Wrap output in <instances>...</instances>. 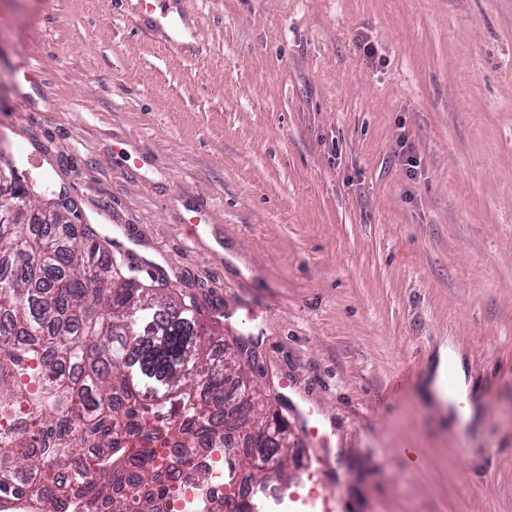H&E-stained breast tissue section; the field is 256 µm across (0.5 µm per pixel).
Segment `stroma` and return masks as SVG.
Listing matches in <instances>:
<instances>
[{"label": "stroma", "mask_w": 512, "mask_h": 512, "mask_svg": "<svg viewBox=\"0 0 512 512\" xmlns=\"http://www.w3.org/2000/svg\"><path fill=\"white\" fill-rule=\"evenodd\" d=\"M175 3L182 47L109 0H0V157L40 154L287 418L270 512L315 467L294 400L336 512H512V0ZM446 342L461 434L420 392ZM291 405L294 411L297 413L298 417L303 423V429L309 432L311 444L313 447L318 448L317 457V475L319 472H323L326 470V466L328 464V454H329V440L327 436L322 433L319 427L315 424L314 414L310 408L305 406H299L291 401Z\"/></svg>", "instance_id": "1"}]
</instances>
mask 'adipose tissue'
<instances>
[{"mask_svg":"<svg viewBox=\"0 0 512 512\" xmlns=\"http://www.w3.org/2000/svg\"><path fill=\"white\" fill-rule=\"evenodd\" d=\"M461 359L449 346L440 347L434 357L424 380L422 394L424 399L434 405L442 415L447 416L448 426L452 429L473 424L477 416L478 403L471 397L466 375L461 371ZM456 364V389L454 393L444 392L441 388L442 377L448 364Z\"/></svg>","mask_w":512,"mask_h":512,"instance_id":"ef3b65f1","label":"adipose tissue"}]
</instances>
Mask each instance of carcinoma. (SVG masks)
I'll return each mask as SVG.
<instances>
[{
	"label": "carcinoma",
	"instance_id": "1",
	"mask_svg": "<svg viewBox=\"0 0 512 512\" xmlns=\"http://www.w3.org/2000/svg\"><path fill=\"white\" fill-rule=\"evenodd\" d=\"M138 273L90 224L57 236L46 224H0V414L28 407L26 433L0 436V502L28 495L66 512L76 491L87 512L100 500L110 512H153L181 478L158 464L156 427L187 453L220 451L227 428L214 415L230 401L245 448L225 458L224 496L209 512H254L236 492L244 477L261 486L253 458L288 467L286 421L256 401L242 370L227 383L193 306ZM32 360L34 393L22 382Z\"/></svg>",
	"mask_w": 512,
	"mask_h": 512
}]
</instances>
